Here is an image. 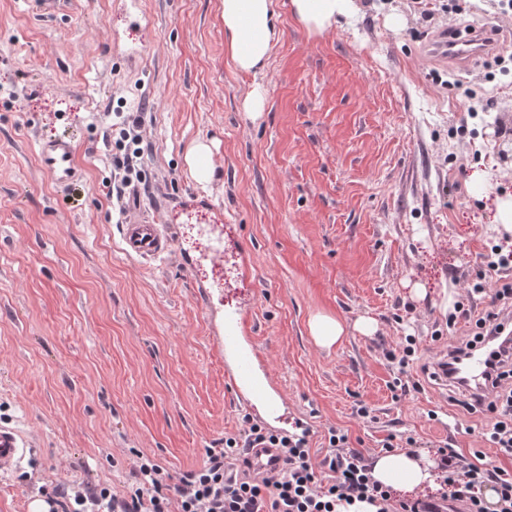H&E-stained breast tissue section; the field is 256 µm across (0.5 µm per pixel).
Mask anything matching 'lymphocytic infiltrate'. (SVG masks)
I'll use <instances>...</instances> for the list:
<instances>
[{
  "instance_id": "1",
  "label": "lymphocytic infiltrate",
  "mask_w": 512,
  "mask_h": 512,
  "mask_svg": "<svg viewBox=\"0 0 512 512\" xmlns=\"http://www.w3.org/2000/svg\"><path fill=\"white\" fill-rule=\"evenodd\" d=\"M473 337L461 336L450 344L437 364L449 388L462 390L458 366L473 343L490 339L494 352L491 387L481 403L492 414L485 437L500 454L512 458V336L504 331L497 313L475 321ZM262 445L280 449L284 466L277 471H244V450ZM333 449L328 459L331 477L319 480L311 464L306 436L279 437L256 424L225 436L224 446L209 451L206 461L184 475L179 484H167L162 467L141 457L136 481L121 495L103 485L78 484L53 491L48 512H337L338 506L368 500L378 512H419V501L398 500L371 477V466L349 446L346 433H329ZM439 467L450 500L465 504L467 512H512V471L485 463L481 452L467 457L455 449L438 451ZM495 494L486 503L483 487Z\"/></svg>"
}]
</instances>
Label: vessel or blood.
I'll use <instances>...</instances> for the list:
<instances>
[{
  "instance_id": "1",
  "label": "vessel or blood",
  "mask_w": 512,
  "mask_h": 512,
  "mask_svg": "<svg viewBox=\"0 0 512 512\" xmlns=\"http://www.w3.org/2000/svg\"><path fill=\"white\" fill-rule=\"evenodd\" d=\"M493 35L476 30L459 33L458 29L440 28L430 38L427 50L430 55L462 66L469 65L493 45ZM37 160L43 173L55 184L68 187L81 179V170L76 161L75 149L70 141L59 138L39 140ZM125 253L137 260L153 262L168 254L173 246L171 232L162 225L154 224L135 215H126L122 224ZM253 327L247 313L229 315L223 323L214 343L221 353L233 356V363L225 373L228 385L239 402L250 405L251 401L264 400L269 413L279 424L282 435L296 433L290 425L282 396L271 394L267 382L257 380L255 374L264 369L265 360L257 348ZM461 373L471 392L481 393L489 382L488 356L483 347H475L465 356ZM27 442L16 427L0 424V473L7 474L17 469L26 457ZM248 458L255 469L270 471L281 468L282 459L278 449L252 448Z\"/></svg>"
}]
</instances>
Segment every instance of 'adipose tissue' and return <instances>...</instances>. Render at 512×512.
Segmentation results:
<instances>
[{
    "label": "adipose tissue",
    "mask_w": 512,
    "mask_h": 512,
    "mask_svg": "<svg viewBox=\"0 0 512 512\" xmlns=\"http://www.w3.org/2000/svg\"><path fill=\"white\" fill-rule=\"evenodd\" d=\"M224 45L236 68L257 72L270 55L276 35L273 0H222ZM294 15L320 31L350 18L353 0H291ZM438 464L419 450L385 452L375 457L371 475L381 486L411 492L437 484Z\"/></svg>",
    "instance_id": "adipose-tissue-1"
}]
</instances>
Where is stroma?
<instances>
[{"instance_id": "stroma-1", "label": "stroma", "mask_w": 512, "mask_h": 512, "mask_svg": "<svg viewBox=\"0 0 512 512\" xmlns=\"http://www.w3.org/2000/svg\"><path fill=\"white\" fill-rule=\"evenodd\" d=\"M355 6L351 23L312 32L274 0L279 37L253 75L224 49L221 0H0V422L33 446L0 475V512L75 481L124 493L141 454L173 485L225 435L264 424L237 404L213 344L237 309L309 424L320 479L332 428L369 461L411 437L431 456L479 450L512 469L478 432L484 415L431 377L469 332L448 324L456 304L496 309L466 290L491 274L494 202L512 194V17L498 0ZM451 24L501 30L504 45L449 67L425 47ZM257 83L255 118L243 102ZM130 115L143 151L138 192L120 197L113 158ZM42 138L72 141L76 186L40 171ZM199 142L214 167L205 183L186 164ZM123 205L170 227L168 256L123 253ZM219 244L220 270L207 259ZM318 314L346 323L341 343L316 344ZM362 318L374 334L355 330ZM407 335L417 344L398 387L388 353Z\"/></svg>"}]
</instances>
